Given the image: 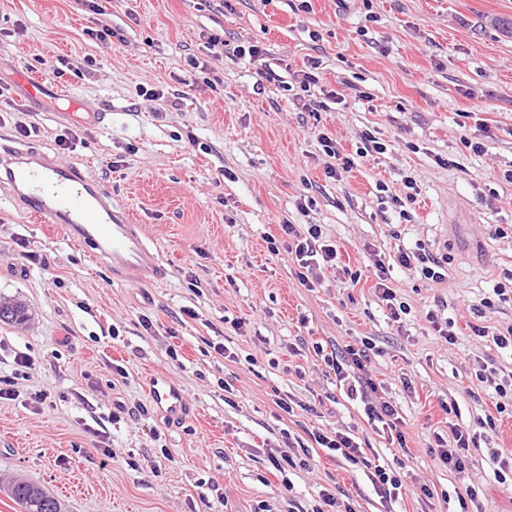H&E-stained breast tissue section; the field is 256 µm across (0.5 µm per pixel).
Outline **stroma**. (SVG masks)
Here are the masks:
<instances>
[{
    "mask_svg": "<svg viewBox=\"0 0 512 512\" xmlns=\"http://www.w3.org/2000/svg\"><path fill=\"white\" fill-rule=\"evenodd\" d=\"M510 20L512 0H107L100 15L73 0H0V86L10 91L0 145L19 141L16 122L33 123L30 142L109 187L168 271L149 285L113 282L88 248L33 222L0 185V302L30 316L0 320V377L15 381L14 397L0 399V481L45 487L63 512H315L331 486L355 512H458L469 485L482 512H512V476L499 480L493 458L512 451V399L477 378L487 367L512 383V354L470 335L474 323L512 326L510 302L473 312L512 274ZM104 25L108 45L88 35ZM212 31L264 53L213 59ZM312 58L340 98L318 114L293 94ZM18 71L111 110V121L61 148L57 136L72 128L55 117L62 101L20 111ZM322 130L347 154L369 136L386 150L331 179ZM468 137L484 139V155ZM408 175L419 194L406 221L389 194ZM286 223L321 225L338 246L340 267L319 270L313 288L286 251L271 250ZM419 245L447 258L443 282L398 263ZM378 255L407 308L398 325L368 270ZM431 312L454 321L455 343L435 335ZM222 341L234 359L214 351ZM315 341L372 345L371 374L404 421L405 446L340 393ZM22 356L33 370L18 366ZM154 372L188 394L179 422L154 410ZM452 423L480 428L459 475L433 454ZM325 428L354 430L363 462L318 447L311 434ZM406 449L415 479L384 501L374 469ZM284 452L311 468L276 471L270 459Z\"/></svg>",
    "mask_w": 512,
    "mask_h": 512,
    "instance_id": "obj_1",
    "label": "stroma"
}]
</instances>
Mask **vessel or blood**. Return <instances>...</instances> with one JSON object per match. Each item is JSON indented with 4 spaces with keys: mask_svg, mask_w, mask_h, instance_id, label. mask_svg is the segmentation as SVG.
<instances>
[{
    "mask_svg": "<svg viewBox=\"0 0 512 512\" xmlns=\"http://www.w3.org/2000/svg\"><path fill=\"white\" fill-rule=\"evenodd\" d=\"M71 105L70 120L84 127L96 128L109 119L107 112L83 109L79 100ZM0 184L29 215L60 225L72 241L88 247L110 268L113 280L140 284L162 279L164 266L145 226L134 223L105 184L85 169L61 162L37 146H11L0 152ZM148 392L169 422L181 420L190 410L188 396L167 374H152Z\"/></svg>",
    "mask_w": 512,
    "mask_h": 512,
    "instance_id": "1",
    "label": "vessel or blood"
}]
</instances>
